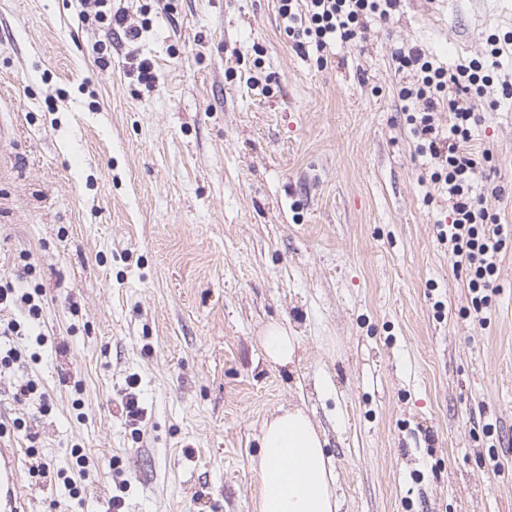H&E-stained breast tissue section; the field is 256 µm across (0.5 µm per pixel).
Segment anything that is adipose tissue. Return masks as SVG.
I'll use <instances>...</instances> for the list:
<instances>
[{"mask_svg":"<svg viewBox=\"0 0 512 512\" xmlns=\"http://www.w3.org/2000/svg\"><path fill=\"white\" fill-rule=\"evenodd\" d=\"M271 364H293L299 338L278 323L259 338ZM325 440L305 408H279L261 427V453L253 465L259 482L256 512H338L336 476Z\"/></svg>","mask_w":512,"mask_h":512,"instance_id":"1","label":"adipose tissue"}]
</instances>
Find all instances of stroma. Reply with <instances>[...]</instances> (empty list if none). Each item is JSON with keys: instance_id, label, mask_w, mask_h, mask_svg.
I'll return each mask as SVG.
<instances>
[{"instance_id": "obj_1", "label": "stroma", "mask_w": 512, "mask_h": 512, "mask_svg": "<svg viewBox=\"0 0 512 512\" xmlns=\"http://www.w3.org/2000/svg\"><path fill=\"white\" fill-rule=\"evenodd\" d=\"M279 6L112 0L130 42L83 0H0V277L41 287L47 338L0 371V422L38 440H0L80 493L26 478L29 512H102L118 469L127 512H255L260 427L288 404L325 434L340 512H512V248L475 310L391 56L481 58L512 0H401L302 52ZM476 115L474 191L512 226V101ZM273 322L292 366L264 358ZM266 361L273 365L289 366L295 362L299 349V337L282 324H269L259 336Z\"/></svg>"}]
</instances>
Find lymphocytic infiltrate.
Instances as JSON below:
<instances>
[{"mask_svg":"<svg viewBox=\"0 0 512 512\" xmlns=\"http://www.w3.org/2000/svg\"><path fill=\"white\" fill-rule=\"evenodd\" d=\"M294 0H280L279 12L286 22L285 30L297 49L312 44L326 47L329 40L354 39L364 18L387 20L400 0H305L304 14L293 10ZM511 36H489L483 59L458 64L449 70L438 66L422 49L408 45L394 48L392 58L408 81L400 90L402 100L421 104L419 114H408L406 120L419 140L421 155L435 160L437 168L430 175L432 183L442 185L451 201V221L441 225L440 240L446 241L458 264L464 266L467 287L477 305H485L497 279V259L512 246V229H505L498 215L490 213L473 182L481 164L490 161L489 152L474 155L464 145L471 138V125L476 120L477 98L500 90L503 97L512 96V82L495 81L505 45ZM447 109L450 116L448 133H440L434 112ZM40 287L26 290L0 285V305H12L24 313L23 320L0 322V336L9 340L0 347V366L12 367L24 360L26 349L11 344V337L24 336L27 323L42 314Z\"/></svg>","mask_w":512,"mask_h":512,"instance_id":"lymphocytic-infiltrate-1","label":"lymphocytic infiltrate"}]
</instances>
